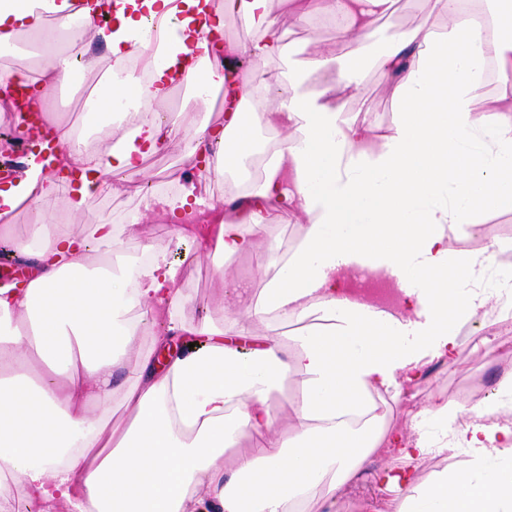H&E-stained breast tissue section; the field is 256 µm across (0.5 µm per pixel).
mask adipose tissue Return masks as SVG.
Segmentation results:
<instances>
[{"instance_id":"obj_1","label":"adipose tissue","mask_w":512,"mask_h":512,"mask_svg":"<svg viewBox=\"0 0 512 512\" xmlns=\"http://www.w3.org/2000/svg\"><path fill=\"white\" fill-rule=\"evenodd\" d=\"M110 28L93 14L74 25L70 0H0V50L34 47L37 69H0V87L24 82L38 110L47 91L75 74L72 48L94 37L108 48L111 67L132 50L143 53L151 79L113 83L97 101L138 103L125 113L132 137L87 146L73 128L47 117L61 166L80 173L79 187L60 189L42 164L28 160L14 185L0 189V210L40 208L63 193L72 212L124 186L117 174L136 168L175 135L200 178L186 177L175 194L155 196L153 216L172 239L192 240L215 255L242 252L270 271L259 293L238 288L233 301L249 318L304 322L301 333L260 336L241 326L192 322L180 310L178 286L192 256L173 263L145 247L128 258L114 225L89 233L43 221L23 229L0 226L25 280L0 282V512H16L20 489L31 512H295L314 490L335 498L376 459L391 463L387 479L400 491L398 512H512V374L488 403L463 411L437 398L421 408L419 433L351 430L339 418L373 413L368 396L398 388L429 364L454 360L459 332L469 323L512 319V270L495 269L500 241L481 252L453 248L476 233L479 213L512 207V0H484L476 12L464 0H434L443 28L378 41L373 24L391 16L394 0H288L298 19L336 23L337 39L356 45L350 67L331 54L304 63L319 75L317 90L302 76L279 79L278 94L257 108L260 86L227 81L224 66L247 56L263 62L288 47L271 0H105ZM241 16L245 33L214 41L225 18ZM173 19L168 51L152 50L148 20ZM222 58L206 76L202 57ZM393 79L392 127L348 117L334 102L337 86H360L366 58ZM504 83L497 98L477 100L487 64ZM225 90L224 125L178 129L155 117L179 86ZM284 130L247 180L237 200L222 204L200 192L201 179L224 176L258 151V129ZM299 216L304 233L291 254L263 242L269 204ZM496 287H486L488 270ZM369 271L393 280L398 311L349 295L346 277ZM162 322L154 343L191 338L195 347L158 363L141 354L125 374L132 419L109 420L112 379L145 318ZM303 378L297 425L279 429L275 397L289 374ZM249 448L233 467L225 451L240 439ZM445 455L448 467L428 481L418 464Z\"/></svg>"}]
</instances>
